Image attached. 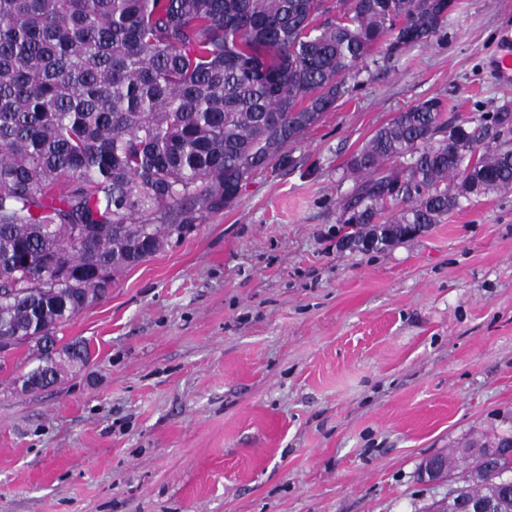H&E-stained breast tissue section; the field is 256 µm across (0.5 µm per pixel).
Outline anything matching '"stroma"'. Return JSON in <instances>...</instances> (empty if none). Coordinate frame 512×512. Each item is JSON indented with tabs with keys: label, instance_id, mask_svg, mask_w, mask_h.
<instances>
[{
	"label": "stroma",
	"instance_id": "obj_1",
	"mask_svg": "<svg viewBox=\"0 0 512 512\" xmlns=\"http://www.w3.org/2000/svg\"><path fill=\"white\" fill-rule=\"evenodd\" d=\"M512 0H459L381 53L290 164L121 273L62 328L91 360L0 371V512H419L427 457L512 419V190L379 251L340 249L350 156L420 100L512 102L486 58Z\"/></svg>",
	"mask_w": 512,
	"mask_h": 512
}]
</instances>
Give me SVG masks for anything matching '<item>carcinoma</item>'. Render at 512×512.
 I'll use <instances>...</instances> for the list:
<instances>
[{
  "label": "carcinoma",
  "mask_w": 512,
  "mask_h": 512,
  "mask_svg": "<svg viewBox=\"0 0 512 512\" xmlns=\"http://www.w3.org/2000/svg\"><path fill=\"white\" fill-rule=\"evenodd\" d=\"M457 0H0V340L24 383L87 363L58 331L116 276L224 210L350 93L374 51L425 44ZM431 97L351 157L342 240L365 251L512 189V104L442 122ZM512 429L448 453L421 512H512Z\"/></svg>",
  "instance_id": "1"
}]
</instances>
